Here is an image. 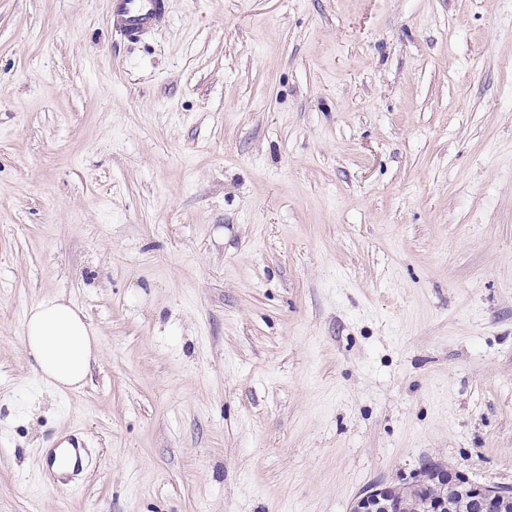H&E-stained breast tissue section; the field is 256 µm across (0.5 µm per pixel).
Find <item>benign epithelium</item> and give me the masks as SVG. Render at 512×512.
<instances>
[{
    "label": "benign epithelium",
    "mask_w": 512,
    "mask_h": 512,
    "mask_svg": "<svg viewBox=\"0 0 512 512\" xmlns=\"http://www.w3.org/2000/svg\"><path fill=\"white\" fill-rule=\"evenodd\" d=\"M511 506L512 490L473 481L436 462L398 485L369 487L351 512H508Z\"/></svg>",
    "instance_id": "benign-epithelium-1"
}]
</instances>
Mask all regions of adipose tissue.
Returning a JSON list of instances; mask_svg holds the SVG:
<instances>
[{
  "label": "adipose tissue",
  "instance_id": "1",
  "mask_svg": "<svg viewBox=\"0 0 512 512\" xmlns=\"http://www.w3.org/2000/svg\"><path fill=\"white\" fill-rule=\"evenodd\" d=\"M22 339L39 377L58 391L82 388L100 355L99 338L83 310L62 297L26 310Z\"/></svg>",
  "mask_w": 512,
  "mask_h": 512
}]
</instances>
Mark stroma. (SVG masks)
<instances>
[{
	"label": "stroma",
	"instance_id": "1",
	"mask_svg": "<svg viewBox=\"0 0 512 512\" xmlns=\"http://www.w3.org/2000/svg\"><path fill=\"white\" fill-rule=\"evenodd\" d=\"M110 10L0 0V512L512 488V0ZM54 296L101 338L78 391L22 341ZM170 0H113L108 24L135 44L146 39L166 19Z\"/></svg>",
	"mask_w": 512,
	"mask_h": 512
}]
</instances>
